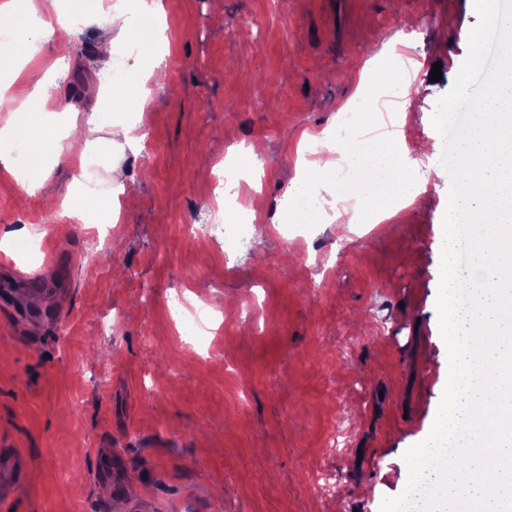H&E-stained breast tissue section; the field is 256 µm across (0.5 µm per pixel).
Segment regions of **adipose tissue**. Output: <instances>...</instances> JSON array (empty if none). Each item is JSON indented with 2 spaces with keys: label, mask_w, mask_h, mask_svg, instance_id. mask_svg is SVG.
Masks as SVG:
<instances>
[{
  "label": "adipose tissue",
  "mask_w": 512,
  "mask_h": 512,
  "mask_svg": "<svg viewBox=\"0 0 512 512\" xmlns=\"http://www.w3.org/2000/svg\"><path fill=\"white\" fill-rule=\"evenodd\" d=\"M162 13L160 0H130L124 11L120 27L123 43L137 46L141 52L154 54L159 34L157 21ZM75 26L67 17L42 20L27 34V42L0 40V104H5L9 83L4 75L19 76L35 58L30 46L57 37L59 33H74ZM147 75H138L135 84L119 82L116 90L99 97L94 110L82 120H65L63 114L47 109L48 97L43 89H35L18 101L16 111L20 123L0 128V142L23 141L27 151L41 150L59 153L56 137L60 123H68L70 133L89 135L97 131L112 112L133 109L143 111L149 103V91L145 84ZM404 140L350 141L343 150L356 178L346 184L334 179L329 158H320L307 170L302 182L294 190L295 196L307 198L317 188H325L336 199L355 197L358 201L349 221L353 224L366 222L378 206L397 207L415 202L426 191L425 182L419 180L405 159Z\"/></svg>",
  "instance_id": "1"
}]
</instances>
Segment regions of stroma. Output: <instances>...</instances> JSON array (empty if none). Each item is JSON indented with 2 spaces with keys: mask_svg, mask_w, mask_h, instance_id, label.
<instances>
[{
  "mask_svg": "<svg viewBox=\"0 0 512 512\" xmlns=\"http://www.w3.org/2000/svg\"><path fill=\"white\" fill-rule=\"evenodd\" d=\"M163 6L149 145L90 153L72 140L58 162L29 155L44 166L32 192L0 166V235H45L72 258L55 297L20 288L0 304V453L23 459L0 512H380L404 491L403 455L429 435L448 378L436 301L450 179L432 116L468 54L473 0ZM105 12L94 0L69 40L40 45L16 94L47 78L60 109L90 112L99 49L118 33ZM378 68L394 83L378 85ZM378 91L408 104L406 159L426 193L385 224L320 213L319 251L282 238L274 227L312 136ZM255 144L245 176L263 200L259 230L233 247L188 237L184 225L214 220L210 197L227 224L247 207L249 193L226 194L220 166ZM83 178L123 195L111 240L57 214ZM178 293L223 309L211 353L187 350L169 325L164 301ZM45 304L55 316L31 319ZM99 448L124 456L123 497L94 478ZM319 468L335 472L333 495L310 488Z\"/></svg>",
  "mask_w": 512,
  "mask_h": 512,
  "instance_id": "stroma-1",
  "label": "stroma"
}]
</instances>
